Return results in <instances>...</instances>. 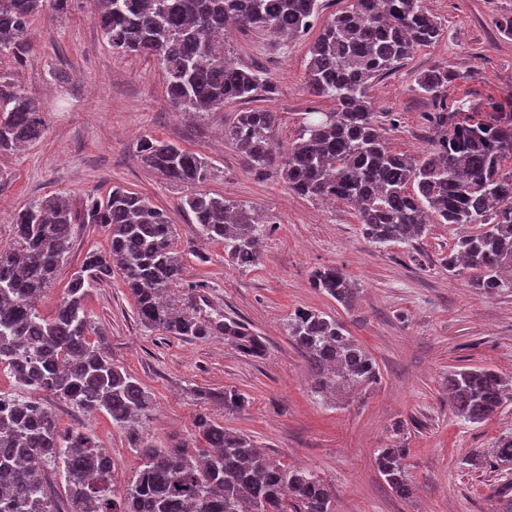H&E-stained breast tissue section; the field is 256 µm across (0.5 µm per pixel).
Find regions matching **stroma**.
Segmentation results:
<instances>
[{
	"label": "stroma",
	"mask_w": 512,
	"mask_h": 512,
	"mask_svg": "<svg viewBox=\"0 0 512 512\" xmlns=\"http://www.w3.org/2000/svg\"><path fill=\"white\" fill-rule=\"evenodd\" d=\"M442 24L434 46L414 50L397 72L372 80L369 98L396 152L417 157L430 148L433 112L463 107L490 112L512 99V37L499 23L512 17V0H423ZM90 0H74L67 15L42 14L32 23L33 53L22 70L0 58V74L32 97L45 121L38 142L0 155V249L14 244L15 213L34 201L65 197L82 215L87 196L106 197L119 186L168 210L184 276L176 295L184 305L237 320L266 344L264 356L243 353L221 336L197 340L142 327L120 275L94 288L86 312L105 332L113 362L136 378L155 401L140 426L152 445L194 452L196 428L207 414L250 437L291 468L318 475L336 512H492L493 487L506 481L487 451L512 433V400L481 424L458 418L448 401V376L464 367L490 368L512 379V292L487 296L472 287L471 272H449L444 262L457 226L432 225L415 246H381L360 231L347 203L302 199L278 177L248 173L223 129L244 111L229 102L202 117L177 112L166 100L165 74L152 58L113 51L91 18ZM317 28L291 39L234 29L228 51L266 73L275 91L261 104L279 115L275 138L297 137L307 113L331 112L334 101L305 85L308 50ZM454 74L432 97L416 77L430 69ZM151 136L199 152L213 168L209 181L186 185L146 168L137 145ZM219 194L268 216L271 223L258 263L241 269L224 247L203 242L179 209L193 193ZM109 231L74 227L68 260L39 303L50 314L85 254L107 251ZM338 267L358 290L343 307L312 288L315 270ZM339 318L375 360L376 384L336 397L314 396L302 354L289 342L286 323L296 308ZM234 388L248 403L234 415L191 400L188 390ZM47 403L61 428L84 427L112 456V488L122 492L143 464L123 429L103 412L82 413L55 398ZM404 448L413 486L409 498L392 493L375 464L380 449Z\"/></svg>",
	"instance_id": "obj_1"
}]
</instances>
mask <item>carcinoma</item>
<instances>
[{
	"mask_svg": "<svg viewBox=\"0 0 512 512\" xmlns=\"http://www.w3.org/2000/svg\"><path fill=\"white\" fill-rule=\"evenodd\" d=\"M72 0H0V56L21 66L32 51L30 25L49 9L58 16ZM93 22L117 52L155 57L166 78L167 98L181 112L201 117L236 101L271 93L261 71L240 64L217 35L224 25L298 36L316 20L319 0H94ZM442 24L422 0H354L336 12L311 44L306 62L309 93L336 102V111L308 120L296 142L281 147L274 137L276 113L253 107L224 127V140L245 168L261 179L279 176L311 202L340 200L358 213L363 236L379 245H411L430 224L463 227L448 254V271L462 264L478 270L472 286L489 297L512 290V100L489 115L458 107L435 112L432 148L417 158L390 149L367 100L371 80L394 72L417 48L436 43ZM453 78L449 70L417 77L426 94L438 95ZM45 123L37 106L9 79L0 77V153L39 141ZM142 163L166 179L204 183L212 167L200 153L150 136L139 145ZM180 210L192 216L197 236L224 245L244 269L260 258L261 215L222 196L194 193ZM102 224L110 231L107 252H88L68 281L53 314L38 304L66 262L73 225ZM15 245L0 249V366L21 395L0 393V512H336L335 500L310 471L272 460L248 437L201 416L204 446L189 454L146 442L137 425L154 402L131 375L112 363L108 339L92 327L85 304L90 292L116 272L131 294L137 318L169 336L206 339L226 335L252 356L263 343L235 321L189 312L175 299L183 263L175 249L170 213L145 196L113 187L104 201L88 198L78 220L63 197L29 204L13 219ZM312 287L337 303L352 305L358 293L337 267L312 274ZM96 335L90 342L88 336ZM288 339L303 355L311 391L334 395L378 378L374 359L344 323L323 311L299 308L288 316ZM456 415L471 424L494 416L512 395V384L486 368H462L448 377ZM48 394L82 412L104 411L126 431L144 463L125 491L111 489L112 456L81 427L61 429L54 411L33 409ZM198 404L233 414L245 396L226 388L191 389ZM403 448H382L376 465L401 498L412 494ZM495 462L512 470V434L493 445ZM64 482L66 508L47 474ZM496 512H512V482L497 489Z\"/></svg>",
	"mask_w": 512,
	"mask_h": 512,
	"instance_id": "obj_1",
	"label": "carcinoma"
}]
</instances>
